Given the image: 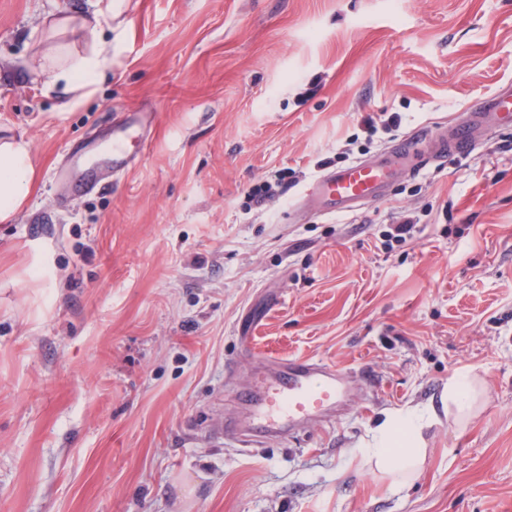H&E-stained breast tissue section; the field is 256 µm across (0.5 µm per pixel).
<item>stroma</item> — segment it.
<instances>
[{"label":"stroma","instance_id":"obj_1","mask_svg":"<svg viewBox=\"0 0 512 512\" xmlns=\"http://www.w3.org/2000/svg\"><path fill=\"white\" fill-rule=\"evenodd\" d=\"M63 10L94 7L0 0V143L28 142L35 170L0 220V512H512V126L355 214L303 203L339 153L512 86V0H121L99 26L111 68L70 90L33 64ZM124 113L143 148L116 174ZM84 143L91 193L62 172ZM407 212L413 240L390 241ZM268 355L350 390L244 447L221 430L248 425ZM464 371L483 397L461 423ZM410 412L426 455L400 488L355 450ZM475 395L469 373L464 372L453 377L448 382V411L454 408L459 418L465 417L471 409Z\"/></svg>","mask_w":512,"mask_h":512}]
</instances>
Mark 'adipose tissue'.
I'll return each mask as SVG.
<instances>
[{
  "mask_svg": "<svg viewBox=\"0 0 512 512\" xmlns=\"http://www.w3.org/2000/svg\"><path fill=\"white\" fill-rule=\"evenodd\" d=\"M112 0H97L93 16L74 19L61 14L52 24L55 33L66 34L71 26L84 33L85 52L61 55L52 51L45 68L54 80L68 86L94 84L112 65V43L98 32L100 18L111 15ZM33 186L31 151L27 142L0 145V219L11 215L29 196ZM360 454L375 471L394 477L397 483L411 481L424 460V446L418 419L410 414L387 419L374 431L373 443Z\"/></svg>",
  "mask_w": 512,
  "mask_h": 512,
  "instance_id": "1",
  "label": "adipose tissue"
}]
</instances>
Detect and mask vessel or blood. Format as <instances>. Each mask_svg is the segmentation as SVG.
<instances>
[{
    "label": "vessel or blood",
    "mask_w": 512,
    "mask_h": 512,
    "mask_svg": "<svg viewBox=\"0 0 512 512\" xmlns=\"http://www.w3.org/2000/svg\"><path fill=\"white\" fill-rule=\"evenodd\" d=\"M512 122V88L475 102L469 112L447 126L405 139L386 152L356 161L315 178L305 197L325 213L348 214L382 199L398 175L424 171L429 165L472 154L484 139L492 120ZM130 126L112 127V166L121 170L133 157L127 150ZM262 385L248 398L253 430L284 433L289 423L310 420L334 408L343 398L349 374L313 360L270 357Z\"/></svg>",
    "instance_id": "obj_1"
}]
</instances>
